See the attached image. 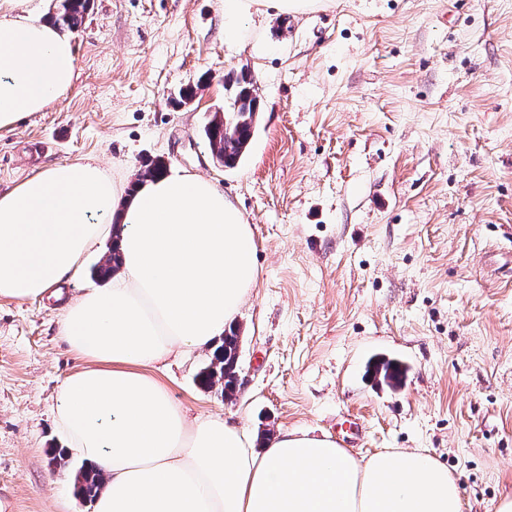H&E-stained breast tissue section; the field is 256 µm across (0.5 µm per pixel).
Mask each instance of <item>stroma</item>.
Instances as JSON below:
<instances>
[{"mask_svg":"<svg viewBox=\"0 0 512 512\" xmlns=\"http://www.w3.org/2000/svg\"><path fill=\"white\" fill-rule=\"evenodd\" d=\"M68 37L73 86L0 131V191L88 155L129 187L159 160L211 180L253 232L236 396L199 386L209 352L155 369L190 415L257 448L288 429L359 458L420 449L463 512H497L512 494V0H321L236 38L223 0H91ZM241 70L261 107L228 170L201 131ZM111 246L62 298L0 300V512H92L79 460H53L58 389L81 365L57 319ZM377 356L403 362L401 387L374 381Z\"/></svg>","mask_w":512,"mask_h":512,"instance_id":"obj_1","label":"stroma"}]
</instances>
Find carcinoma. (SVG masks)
<instances>
[{
  "label": "carcinoma",
  "mask_w": 512,
  "mask_h": 512,
  "mask_svg": "<svg viewBox=\"0 0 512 512\" xmlns=\"http://www.w3.org/2000/svg\"><path fill=\"white\" fill-rule=\"evenodd\" d=\"M88 7L89 0H56V13L50 17V21L57 26L75 30L82 25ZM224 87L230 93L231 101L240 102V106H228L224 111L214 113L204 126L203 135L212 154L224 161V167L234 168L241 162L253 138L256 106L254 100L249 98L251 83L246 79L229 74L224 77ZM120 264V253L114 247L105 263L96 268L95 275L100 280H106ZM236 345L237 333L232 329L224 333V342L198 374L199 385L210 389L214 381L222 376L227 377L225 386L231 385ZM373 372L376 375L382 374L380 382L398 388L403 381L405 369L400 360L384 358L373 364ZM77 481V492L92 500L101 489L103 478L83 465L78 470Z\"/></svg>",
  "instance_id": "obj_1"
}]
</instances>
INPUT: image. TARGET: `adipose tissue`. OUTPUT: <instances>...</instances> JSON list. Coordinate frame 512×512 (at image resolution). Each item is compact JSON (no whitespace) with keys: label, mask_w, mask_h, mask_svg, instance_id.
<instances>
[{"label":"adipose tissue","mask_w":512,"mask_h":512,"mask_svg":"<svg viewBox=\"0 0 512 512\" xmlns=\"http://www.w3.org/2000/svg\"><path fill=\"white\" fill-rule=\"evenodd\" d=\"M317 2L224 0V30ZM74 75L70 39L25 0H0V130L65 96ZM116 218L119 272L58 320L82 365L60 386L56 425L105 477L93 512H462L456 481L424 452L358 458L304 431L259 451L224 420L190 418L155 375L180 348L219 346L258 278L249 224L207 180L175 172L128 196L93 156L26 178L0 193V298L78 279Z\"/></svg>","instance_id":"ef3b65f1"}]
</instances>
